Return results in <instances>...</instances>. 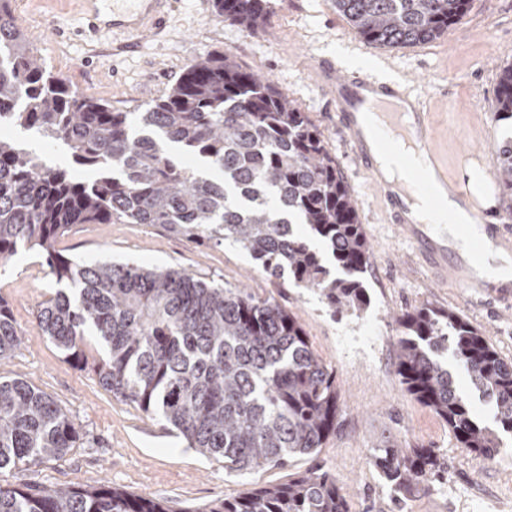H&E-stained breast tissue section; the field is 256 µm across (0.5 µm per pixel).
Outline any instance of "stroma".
<instances>
[{"label":"stroma","instance_id":"1","mask_svg":"<svg viewBox=\"0 0 512 512\" xmlns=\"http://www.w3.org/2000/svg\"><path fill=\"white\" fill-rule=\"evenodd\" d=\"M11 6L48 70L84 95L127 112L143 111L164 96L202 54H226L242 68L268 76L322 132L346 178L371 244L364 273L371 304L362 312L334 315L317 291L285 276L269 277L237 247L177 235L162 224H80L58 241V249L77 263L185 269L216 284L242 283L255 297L298 318L315 352L336 372L340 426L315 455L283 467L228 473L223 463L188 448L165 420L114 397L90 369L64 359L37 321L41 304L59 285L38 252L19 250L0 265V297L13 310L23 344L0 359V378L27 375L79 425L81 440L62 461L7 470L0 478L33 488L104 483L163 501L172 512H199L317 469L348 488L350 512H512V436L505 437L494 460L472 459L446 424L404 392L395 354L396 317L434 306L459 312L512 362V299L432 278L374 191L369 173L354 160L335 112L310 74L312 57L335 56L341 47L381 63L388 78L409 82L426 105L449 177L466 183L468 168L478 165L489 181L488 206L506 208L495 154L503 130L490 106L500 68L512 63V0H473L468 15L440 39L390 49L359 37L331 0H270L268 20L255 34L225 23L213 0H173L162 33L132 49L122 48L121 37L84 32L78 0H11ZM387 444L434 450L440 471L429 488L406 497L392 491L370 462L374 449Z\"/></svg>","mask_w":512,"mask_h":512}]
</instances>
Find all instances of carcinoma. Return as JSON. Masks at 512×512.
Segmentation results:
<instances>
[{"label":"carcinoma","mask_w":512,"mask_h":512,"mask_svg":"<svg viewBox=\"0 0 512 512\" xmlns=\"http://www.w3.org/2000/svg\"><path fill=\"white\" fill-rule=\"evenodd\" d=\"M472 0H332L361 38L388 48L436 40ZM224 21L255 34L268 0H214ZM512 129V65L503 67L491 106ZM33 130L69 151L49 167L13 140L0 139V263L36 249L59 283L73 285L42 303L38 326L66 361L88 363L85 336L105 355L99 383L169 423L189 447L224 462L228 473L312 455L336 432L340 391L334 370L310 345L294 314L248 289L212 285L187 271L136 264H77L55 249L77 224H165L186 237L228 242L269 275L318 291L333 312L369 304L360 279L370 245L345 179L322 133L288 94L228 55H201L169 92L142 112H123L74 90L47 70L0 0V125ZM179 146L221 177L183 166ZM503 193L512 198V135L495 145ZM295 224L308 228L341 272ZM397 373L406 393L435 413L480 462L512 433V364L456 311L425 306L396 318ZM23 342L0 297V358ZM461 366V391L448 360ZM493 405L480 420L473 395ZM80 428L26 375L0 379V473L64 458ZM371 462L395 490L429 486L430 448H377ZM349 492L326 472L300 474L226 498L203 512H349ZM0 512H172L154 499L102 486L32 489L0 482Z\"/></svg>","instance_id":"cac0c4a2"}]
</instances>
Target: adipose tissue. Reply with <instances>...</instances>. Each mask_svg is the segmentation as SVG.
Here are the masks:
<instances>
[{
  "instance_id": "1",
  "label": "adipose tissue",
  "mask_w": 512,
  "mask_h": 512,
  "mask_svg": "<svg viewBox=\"0 0 512 512\" xmlns=\"http://www.w3.org/2000/svg\"><path fill=\"white\" fill-rule=\"evenodd\" d=\"M416 216L424 220L434 213L448 215V242L459 253H468L473 243H480L481 255L475 268L480 276L502 281L512 277V255L497 247L473 222L468 202L437 194L419 198Z\"/></svg>"
}]
</instances>
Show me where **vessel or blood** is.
I'll use <instances>...</instances> for the list:
<instances>
[{"mask_svg": "<svg viewBox=\"0 0 512 512\" xmlns=\"http://www.w3.org/2000/svg\"><path fill=\"white\" fill-rule=\"evenodd\" d=\"M91 29L98 33H120L131 40L157 33L171 0H81ZM312 69L318 86L329 96L341 128L347 133L356 160L372 174V185L385 200L395 224L415 243L434 270L438 281L447 280L478 293L496 289V282L477 277L472 258L449 255L448 235L440 227L442 215L433 222L413 217L412 206L431 189L423 174L417 173L402 183L383 179L377 157L389 147L391 139L407 137L411 149L433 154L434 127L419 99L407 85L381 81L338 66L331 60L313 58ZM380 109L388 117L384 134L367 136L364 113Z\"/></svg>", "mask_w": 512, "mask_h": 512, "instance_id": "obj_1", "label": "vessel or blood"}]
</instances>
